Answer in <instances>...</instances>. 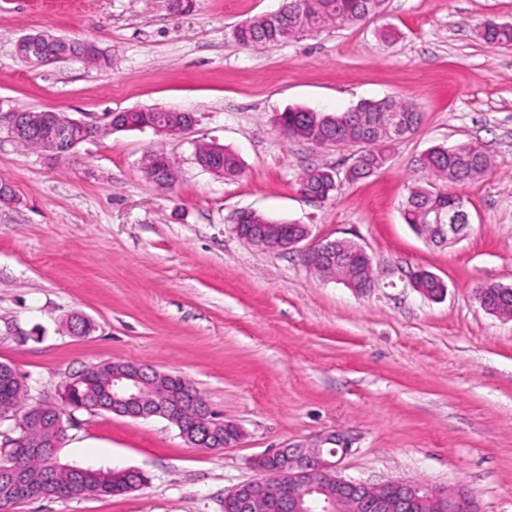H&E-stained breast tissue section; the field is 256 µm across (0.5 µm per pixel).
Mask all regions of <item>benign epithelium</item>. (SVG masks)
Here are the masks:
<instances>
[{
  "instance_id": "1",
  "label": "benign epithelium",
  "mask_w": 512,
  "mask_h": 512,
  "mask_svg": "<svg viewBox=\"0 0 512 512\" xmlns=\"http://www.w3.org/2000/svg\"><path fill=\"white\" fill-rule=\"evenodd\" d=\"M49 43L42 35H26L16 45L21 57L36 54L39 64L47 65L66 58L64 54L41 52V46ZM193 114L173 128L150 126L155 135L178 136L188 132L195 124ZM39 131L43 152L57 158L71 157L76 147L99 137L98 126L68 117L56 110L16 111L10 115L11 133L22 138ZM235 231L246 242L269 250H294L304 241H309L307 225H298L292 235L282 232L278 224H237ZM305 265L316 268L319 263H336V260L354 261L369 259L363 246L349 240L309 241L300 251ZM105 395L112 403V413L133 417H163L169 422H182L186 408L192 405L193 385L187 380L160 373L143 366L126 364L112 371L106 378ZM218 424L212 410L194 414L192 428L181 430L180 435L193 448L211 450L214 442V426ZM350 451L348 443L327 434L315 444L304 446L289 444L255 458L253 468L258 477L236 486L224 495V512H268L273 507L278 512H311L304 493L320 485L323 476L336 477V497L351 494L358 498L370 512H404L409 502L417 495H426L440 512H481L478 499L465 489L450 492L438 486L420 483L390 481L376 486L348 479L341 475L339 464Z\"/></svg>"
}]
</instances>
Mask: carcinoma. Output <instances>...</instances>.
<instances>
[{
    "instance_id": "obj_1",
    "label": "carcinoma",
    "mask_w": 512,
    "mask_h": 512,
    "mask_svg": "<svg viewBox=\"0 0 512 512\" xmlns=\"http://www.w3.org/2000/svg\"><path fill=\"white\" fill-rule=\"evenodd\" d=\"M385 0H283L281 8L272 14L246 19L234 29L236 40L243 45L263 47L283 44L290 40L318 36L331 30L359 25L379 14ZM484 41L499 47L512 46V24L498 23L481 32ZM402 118L406 137L417 131L422 121L418 106L409 101L387 97L380 100H363L343 113H322L310 109H290L280 115L278 125L289 139L303 140L317 144L321 138H329L338 148H353L351 179L365 178L381 168L388 148L398 141L389 130L386 121L391 115ZM181 115L155 108L146 112H128L116 117L121 124L147 125L163 122H178ZM224 164V178L233 179L240 174L238 157L229 149L219 157ZM493 155L487 145L477 141H466L452 148L437 147L423 154L417 161V172L422 177L409 187L402 205V218L414 230L421 231L424 224H464L465 205L463 199L453 193L442 192L435 182L468 184L480 180L492 167ZM336 179L331 169L314 167L299 176L298 190L307 196L328 198L335 190ZM367 268L355 262L350 265H336L325 274L339 280L358 285L366 276ZM419 284L426 289L430 298L445 293L446 284L437 281L435 275L416 271ZM491 305L500 313L512 317V292L493 291L489 294ZM108 364L90 373L87 380L78 384L72 392V404L96 412L103 388ZM27 389L15 370L0 364V413L12 419L21 415L22 423L32 413L33 407L26 404ZM65 432L48 423L40 429L23 432L20 440L30 447H46L53 440H64ZM47 457L34 451L26 455L22 463L21 478L27 486L24 496L28 500L46 498L50 487L46 483L44 470ZM143 476L124 471L102 472L77 467H60L54 477V487L63 488L77 484V495L111 497L141 486Z\"/></svg>"
}]
</instances>
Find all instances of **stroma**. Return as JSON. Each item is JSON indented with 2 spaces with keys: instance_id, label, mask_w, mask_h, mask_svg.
<instances>
[{
  "instance_id": "obj_1",
  "label": "stroma",
  "mask_w": 512,
  "mask_h": 512,
  "mask_svg": "<svg viewBox=\"0 0 512 512\" xmlns=\"http://www.w3.org/2000/svg\"><path fill=\"white\" fill-rule=\"evenodd\" d=\"M282 0H0V362L23 377L29 403L58 401L69 378L109 361L146 365L193 383L237 424L233 447H190L168 421L77 411L57 459L68 467L134 469L146 481L112 497L45 498L13 512H224V496L255 478L252 460L334 433L350 450L343 476L370 485L464 487L482 512H512V319L474 291L512 286V49L478 35L512 22V0H385L383 12L286 44L240 45L234 27ZM394 27L395 41L376 31ZM91 42L109 64L71 58L40 68L15 52L24 35ZM414 101L419 130L386 166L351 183V153L286 139L291 108L343 112L363 100ZM164 108L195 114L192 131H114L56 160L19 146L18 110L56 109L88 124ZM480 141L494 163L479 181L448 185L470 213L458 239L432 243L401 204L416 159ZM232 150V180L200 167L195 146ZM163 150L169 190L143 173ZM327 165L335 194L307 202L296 179ZM308 225L312 239L363 245L378 273L355 293L312 273L298 252L251 245L238 211ZM442 278L443 298L410 288L409 272ZM89 335L69 332L74 314Z\"/></svg>"
}]
</instances>
